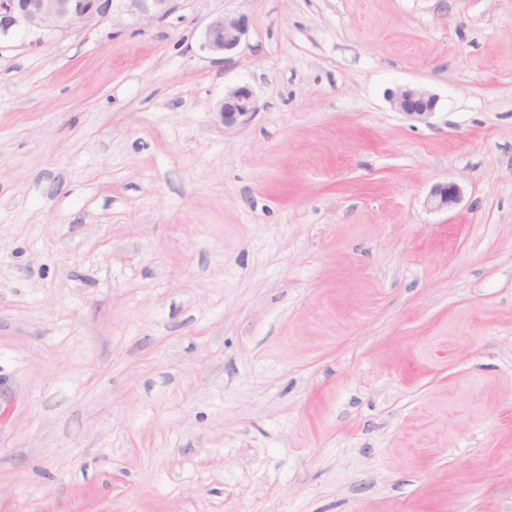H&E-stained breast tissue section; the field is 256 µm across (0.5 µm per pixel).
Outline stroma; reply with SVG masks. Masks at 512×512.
Segmentation results:
<instances>
[{
    "instance_id": "obj_1",
    "label": "stroma",
    "mask_w": 512,
    "mask_h": 512,
    "mask_svg": "<svg viewBox=\"0 0 512 512\" xmlns=\"http://www.w3.org/2000/svg\"><path fill=\"white\" fill-rule=\"evenodd\" d=\"M0 512H512V0L0 42ZM248 26L243 17L214 15L203 30V48L215 56H222L235 50L246 36ZM389 99L395 110L416 120L429 118L437 105V99L432 94L420 87L409 85L391 91ZM219 112L224 118L225 125H233L240 119L255 112V99L247 87H237L225 93ZM461 199V188L457 183L438 184L431 190L427 204L431 209L442 210L456 205Z\"/></svg>"
}]
</instances>
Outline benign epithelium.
Instances as JSON below:
<instances>
[{"label": "benign epithelium", "mask_w": 512, "mask_h": 512, "mask_svg": "<svg viewBox=\"0 0 512 512\" xmlns=\"http://www.w3.org/2000/svg\"><path fill=\"white\" fill-rule=\"evenodd\" d=\"M102 0H0V40L23 33L31 44L41 43L47 32L69 30L76 22L105 12ZM248 26L243 17L217 14L203 30V48L215 56L235 50L246 36ZM393 108L406 116L425 120L435 111L437 99L416 86H403L390 92ZM219 112L230 126L255 112V99L247 87L225 93ZM461 199V188L454 182L438 184L431 190L427 204L434 210L448 209Z\"/></svg>", "instance_id": "benign-epithelium-1"}]
</instances>
